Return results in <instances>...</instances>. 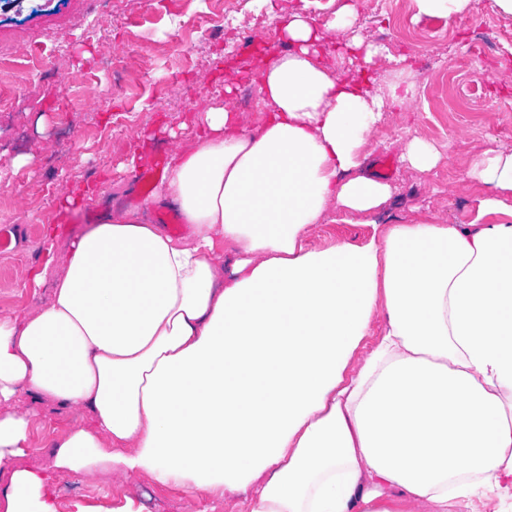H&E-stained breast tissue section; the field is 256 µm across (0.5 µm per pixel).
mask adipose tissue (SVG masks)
Listing matches in <instances>:
<instances>
[{"instance_id": "obj_1", "label": "adipose tissue", "mask_w": 512, "mask_h": 512, "mask_svg": "<svg viewBox=\"0 0 512 512\" xmlns=\"http://www.w3.org/2000/svg\"><path fill=\"white\" fill-rule=\"evenodd\" d=\"M357 15L358 0L288 12L289 51L256 65L258 121L229 96L193 118L140 206L47 260L43 305L0 316V512H91L59 510L54 478L115 464L249 512L476 495L512 512V147L472 157L473 220L379 223L395 188L369 144L396 91L371 88L379 49ZM340 42L363 53L355 73L330 59ZM446 156L416 137L400 160L429 174ZM164 201L188 237L146 220ZM333 213L372 235L309 247ZM25 399L89 413L53 441L52 470L20 462Z\"/></svg>"}]
</instances>
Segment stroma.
Segmentation results:
<instances>
[{"label":"stroma","instance_id":"1","mask_svg":"<svg viewBox=\"0 0 512 512\" xmlns=\"http://www.w3.org/2000/svg\"><path fill=\"white\" fill-rule=\"evenodd\" d=\"M217 0H0V42L9 44L11 65L40 72L29 85L21 111L0 114V315L16 316L39 306L48 294L33 279L49 258V246L69 240L107 212L140 205L153 183L140 182L129 166L137 151L168 157L177 129L193 113L223 102L216 66L239 68L245 59L225 54L235 31L211 29ZM314 16L333 11L329 0H242L240 21L280 20L288 10ZM194 19L198 28H183ZM470 27L445 18H416L409 0L374 13L360 0L354 26L367 42L386 49L372 71L378 82L405 93L374 140V158L396 160L391 215L442 212L449 222L467 219L473 198L450 192L472 154L492 148L482 128L512 118V31L490 0H479ZM415 135L450 143L449 157L426 177L399 162L401 143ZM31 164L15 166L16 156ZM94 187L92 198L62 205L74 186ZM60 227L48 243L47 225ZM35 410L37 428L27 465L51 468V442L86 422L83 410L18 404ZM60 503L79 498L99 512L133 498L144 512H198L199 499L164 487L120 466L70 480L56 478Z\"/></svg>","mask_w":512,"mask_h":512}]
</instances>
